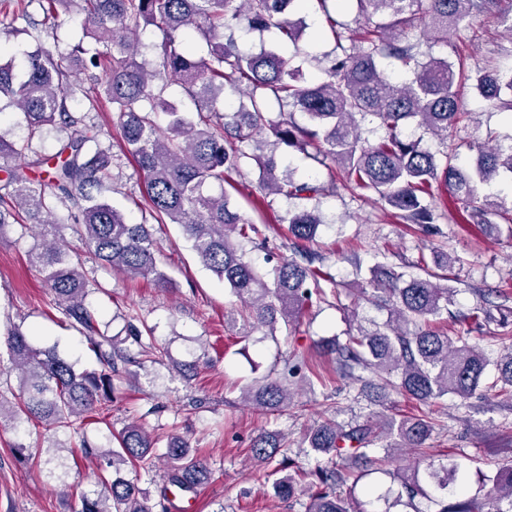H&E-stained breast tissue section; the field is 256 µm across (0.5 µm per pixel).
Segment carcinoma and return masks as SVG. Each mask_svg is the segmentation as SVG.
<instances>
[{"mask_svg": "<svg viewBox=\"0 0 512 512\" xmlns=\"http://www.w3.org/2000/svg\"><path fill=\"white\" fill-rule=\"evenodd\" d=\"M44 15L63 11L83 14L91 35L106 51L91 55L75 47L68 53L38 47L24 53L25 76L17 79L13 62L0 63V97L21 112L31 132L45 126L66 132L59 150L37 160L47 166L44 176L33 179L20 160L29 145H18L0 135V171L5 174L0 196V235L11 220L24 212L30 227L39 230L42 242L29 254L43 283L53 295L69 328L86 334L100 369L82 372L53 349H36L16 326L6 329L5 344L11 370L18 373L19 391L14 401L0 398V417L5 412L23 416L46 429H71L79 435L73 453L93 459L103 491L95 497L81 496L79 512H167L162 497L154 505L144 500L138 480L154 469L153 450L158 437L140 424H129L113 435V445L102 448L80 434L85 420L109 412L116 383L129 375L126 365L135 362L129 348L98 328L85 306L90 292L82 272L81 254L68 249L63 230L70 229L101 264L135 275L153 276L165 288L170 283L155 262L156 240L148 224H131L122 212L101 199L111 177L113 155L109 148L89 153L86 144L96 140L89 134L85 116L69 109L68 101L87 91L71 79L70 65L76 61L91 79L103 70L92 105L106 103L119 114L123 152L143 176L144 200L158 223L178 224L201 263L224 281V287L248 312L255 327L276 330L278 323L292 325L303 310L326 297L323 284L336 279L319 257L307 251L298 257L280 258L266 281L238 243L253 240L256 225L229 207L224 194L206 192L209 184L223 183L232 173H241L251 160L258 170L261 203L266 198L313 200L338 187L358 189L377 197L384 208L403 222L426 227L434 223V188L445 189L453 199L461 221L480 229L497 226L502 217L496 203L480 198L477 186L502 172L512 174V146H477V156L468 168L452 163L453 150L438 154L406 135L415 125L441 137L448 144V131L468 118L462 111L461 89L468 82L489 101L501 100L503 90L512 92V76L497 70L465 67L464 58L434 57L420 50L421 39L410 31L420 28L422 39L448 43V35L473 12L501 11L502 0H356L358 16L364 18L362 33L355 38L347 24L336 20V7L344 0H317L334 40V57L324 69L325 78L306 79L301 66L274 49L243 52L234 30L247 28L272 32L283 42H297L302 25L292 19L296 0H38ZM152 25L162 32L161 58L156 69L138 60V33ZM195 29L208 46V56L196 57L183 41V33ZM393 59L411 73L401 84L392 82L382 62ZM175 79L197 107L198 121L185 118L165 97L168 80ZM244 88L246 99L238 107L217 114L214 104L225 85ZM288 105V115L268 117V99ZM306 117L299 123L294 112ZM168 118L166 132L157 128L155 114ZM370 116L383 135L376 141L363 137L357 117ZM255 144L256 152L244 150ZM267 145H284L304 153L339 179L330 183L302 181L291 171L280 169ZM68 211L69 224L54 218V202ZM296 241L315 240L322 224L316 210H290L280 217ZM432 261L421 257L419 274H406L393 266L377 264L369 284L378 294L370 300L388 311V318L372 329H359L346 336L322 340L318 349L336 355V376L354 382L371 375L409 399L431 404L448 394L470 397L482 387L487 367L494 365L499 392L512 390V348L491 360L484 350L459 336L452 341L436 326L448 312L454 289L446 285V271L457 258L437 248ZM502 303L477 308L465 321L479 327L499 314V325H512V293L493 290ZM414 329H409V326ZM138 354L160 363L165 349L143 340L142 330H131ZM308 370L324 376L317 365L292 358L285 363L281 379L269 378L256 389H245V398L265 412H288L292 379ZM433 431L427 415L381 417L363 424L325 420L307 430L304 443L310 451L335 459L332 466L309 476L316 491L308 494L304 512H354L351 498L342 487L357 482L362 472L346 468L367 462V451L377 441L386 452L422 448ZM252 458L261 466L289 461L285 437L278 431L257 436L250 446ZM166 478L170 486L194 492L208 479L207 463L187 440L167 439ZM139 466L135 478L121 476L127 464ZM112 471V477L104 475ZM392 488L381 492L369 486L366 494L383 503L380 512L408 506L422 495L436 512H512V467L483 476V494H468L467 473L454 459L414 463V467L387 471ZM274 494L292 499L305 494L291 474L278 477ZM508 508H503L502 503Z\"/></svg>", "mask_w": 512, "mask_h": 512, "instance_id": "1", "label": "carcinoma"}]
</instances>
